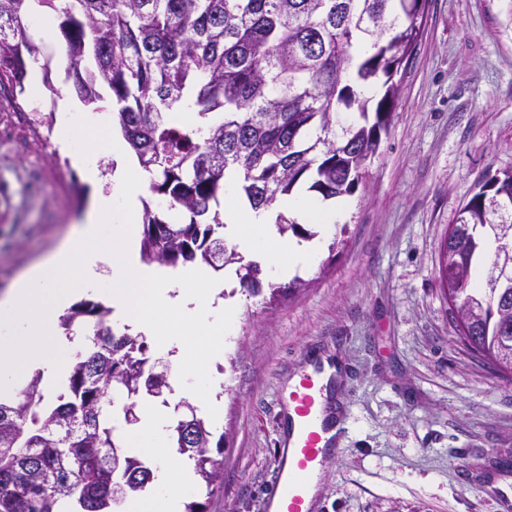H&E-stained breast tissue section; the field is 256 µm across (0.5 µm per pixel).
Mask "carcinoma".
I'll use <instances>...</instances> for the list:
<instances>
[{"mask_svg":"<svg viewBox=\"0 0 512 512\" xmlns=\"http://www.w3.org/2000/svg\"><path fill=\"white\" fill-rule=\"evenodd\" d=\"M28 0H0V94L18 101L29 62L40 47L25 21ZM60 11L66 55L79 97L112 91V112L149 190L167 211L143 207L141 257L175 265L200 261L215 271L236 266L241 286L262 293L260 268L224 241L219 196L226 174L240 195L274 224L306 237L315 233L276 210L305 180L325 200L353 194L363 184L388 133L402 91V68L412 55L427 0H38ZM95 67L80 69L87 55ZM198 120L184 125L173 113ZM181 210L175 224L167 213ZM458 229L443 242L440 279L448 267L463 277L453 290L463 301L485 299L484 310L458 327L459 335L500 372L512 374V292L476 285L473 263L483 249L478 230L512 225V168L495 171L459 211ZM110 310L84 302L62 316L67 333L93 319L76 352L69 396L49 412L41 407L35 375L11 403L0 402V512H60L71 501L80 512H109L153 480L152 469L119 455L104 418L124 398L123 415L158 396L153 380L168 367L146 356L137 336L115 335ZM178 453L206 486L221 476L223 460L210 452L211 432L196 418L192 430L177 420Z\"/></svg>","mask_w":512,"mask_h":512,"instance_id":"carcinoma-1","label":"carcinoma"}]
</instances>
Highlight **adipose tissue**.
Here are the masks:
<instances>
[{
  "label": "adipose tissue",
  "mask_w": 512,
  "mask_h": 512,
  "mask_svg": "<svg viewBox=\"0 0 512 512\" xmlns=\"http://www.w3.org/2000/svg\"><path fill=\"white\" fill-rule=\"evenodd\" d=\"M126 159L87 211L70 243L57 249L40 266L19 278L0 296V400L23 388L28 370L42 373L46 390L57 391L67 378L73 343L58 331V319L80 292L105 287L113 316L145 335L158 338L171 352L177 369L202 368L215 350L197 349L196 336H218L233 317L219 302L225 288L201 268L145 265L137 250L139 196L151 180L148 172L128 158L125 140L103 133L91 153H77L74 164L91 182L99 178L96 156ZM111 231H104L105 221ZM270 213L254 211L240 201L224 206V235L243 255L279 275L310 264V244L274 239ZM172 414L165 406L142 402L136 426L121 428L129 450L154 473L147 490L129 498L123 512H180L189 488L188 467L166 451Z\"/></svg>",
  "instance_id": "adipose-tissue-1"
}]
</instances>
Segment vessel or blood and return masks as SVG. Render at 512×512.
I'll return each instance as SVG.
<instances>
[{"label": "vessel or blood", "instance_id": "obj_1", "mask_svg": "<svg viewBox=\"0 0 512 512\" xmlns=\"http://www.w3.org/2000/svg\"><path fill=\"white\" fill-rule=\"evenodd\" d=\"M322 373L318 364L302 370L296 384L288 390L286 445L279 451L278 470L266 496L267 501L276 503L278 512H310V475L331 455L324 441L327 425L322 416Z\"/></svg>", "mask_w": 512, "mask_h": 512}]
</instances>
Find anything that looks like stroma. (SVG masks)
<instances>
[{"label":"stroma","instance_id":"1","mask_svg":"<svg viewBox=\"0 0 512 512\" xmlns=\"http://www.w3.org/2000/svg\"><path fill=\"white\" fill-rule=\"evenodd\" d=\"M39 106L0 98V295L73 235L101 190L72 162L112 93L85 107L69 150L62 104L78 102L65 40L42 43ZM512 167V0H428L394 118L332 236L299 271L305 288L249 296L219 341L223 474L193 484L206 512H265L278 465L280 395L307 356L347 365L344 453L324 467L314 512H497L512 486V376L462 339L440 286V247L479 183Z\"/></svg>","mask_w":512,"mask_h":512}]
</instances>
